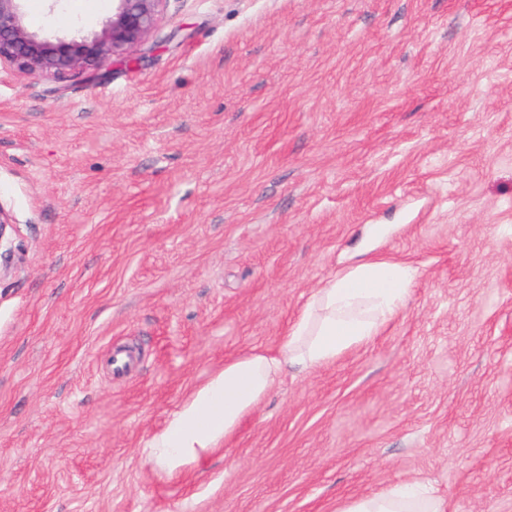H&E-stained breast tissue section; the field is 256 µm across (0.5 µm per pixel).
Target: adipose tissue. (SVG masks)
I'll return each mask as SVG.
<instances>
[{
  "mask_svg": "<svg viewBox=\"0 0 512 512\" xmlns=\"http://www.w3.org/2000/svg\"><path fill=\"white\" fill-rule=\"evenodd\" d=\"M415 272L400 261L363 259L317 289L277 351L225 361L173 411L148 444L150 461L173 472L231 439L288 370L312 371L368 343L406 304ZM442 496L415 483L346 499L340 512H446Z\"/></svg>",
  "mask_w": 512,
  "mask_h": 512,
  "instance_id": "ef3b65f1",
  "label": "adipose tissue"
}]
</instances>
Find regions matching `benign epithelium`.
Here are the masks:
<instances>
[{
  "instance_id": "7a95c632",
  "label": "benign epithelium",
  "mask_w": 512,
  "mask_h": 512,
  "mask_svg": "<svg viewBox=\"0 0 512 512\" xmlns=\"http://www.w3.org/2000/svg\"><path fill=\"white\" fill-rule=\"evenodd\" d=\"M26 0H0V66L39 77L90 73L101 63L123 57L156 29L166 0H112V12L90 32L56 35L31 30ZM15 220L0 205V278L13 256L10 229Z\"/></svg>"
}]
</instances>
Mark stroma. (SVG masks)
I'll use <instances>...</instances> for the list:
<instances>
[{"mask_svg":"<svg viewBox=\"0 0 512 512\" xmlns=\"http://www.w3.org/2000/svg\"><path fill=\"white\" fill-rule=\"evenodd\" d=\"M99 72L0 69V512H337L406 482L512 512V0H166ZM362 245L416 270L379 336L147 463ZM13 224H16L13 216L0 204V280L8 274L13 256L9 231Z\"/></svg>","mask_w":512,"mask_h":512,"instance_id":"stroma-1","label":"stroma"}]
</instances>
